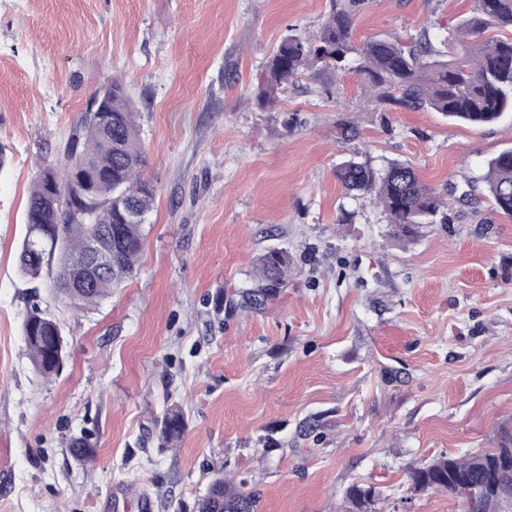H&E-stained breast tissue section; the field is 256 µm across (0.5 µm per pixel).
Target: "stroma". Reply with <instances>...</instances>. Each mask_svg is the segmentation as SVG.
<instances>
[{"instance_id": "35a3bbf8", "label": "stroma", "mask_w": 512, "mask_h": 512, "mask_svg": "<svg viewBox=\"0 0 512 512\" xmlns=\"http://www.w3.org/2000/svg\"><path fill=\"white\" fill-rule=\"evenodd\" d=\"M330 0H0V512H195L223 473L258 512H460L414 494L408 467L497 447L512 428V218L485 164L512 118L471 127L382 112L352 72L298 74L255 95L287 35L315 34ZM472 0H370L356 43L436 34ZM122 82L156 187L137 272L75 308L17 252L34 179L92 96ZM296 126H287L289 115ZM357 136L341 141L339 121ZM410 162L451 200L448 224L392 235L381 205L346 194L337 166ZM472 197L461 200L462 192ZM288 278L259 305V259ZM59 321L67 357L37 373L30 304ZM179 407L186 429L163 444ZM86 437L93 456L71 443ZM290 258L288 252L283 249H270L260 259L261 281L264 282L265 291L268 288L278 286L288 276ZM184 415L177 407L166 411L161 422V438L166 444L179 439L184 432ZM370 496V497H369ZM346 512H372L375 503L373 487L353 485L345 493Z\"/></svg>"}]
</instances>
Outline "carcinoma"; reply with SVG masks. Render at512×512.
I'll return each instance as SVG.
<instances>
[{
    "label": "carcinoma",
    "instance_id": "cac0c4a2",
    "mask_svg": "<svg viewBox=\"0 0 512 512\" xmlns=\"http://www.w3.org/2000/svg\"><path fill=\"white\" fill-rule=\"evenodd\" d=\"M366 0H332L331 11L311 37L289 34L268 57L257 100L274 101L304 70H342L354 66L378 91L379 111L429 110L470 125H484L512 112V38L487 40L490 28H512V0H473L471 15L456 27L416 39L385 36L356 45L352 23ZM102 112H85L54 160L44 164L33 183L25 213V233L18 251L21 274L31 281L57 263L50 288L76 308L110 297L136 271L143 229L156 190L142 177L144 146L132 99L114 80L100 90ZM347 193L372 197L387 214L397 238L411 239L424 224L450 222L445 202L422 183L408 163L394 162L378 171L353 158L336 169ZM484 181L494 210L512 216V149L487 162ZM90 215V221L73 214ZM95 233L110 246V267L90 275L74 262ZM290 258L270 249L260 259L264 288L278 287L288 276ZM62 328L37 303L26 312L23 336L37 372L59 373L66 356ZM184 415L176 407L161 422L162 441L169 444L184 432ZM499 449L463 457L441 456L424 467L408 469L413 490L437 487L449 494L448 466L468 477L481 493V473L472 469L473 456L493 461ZM346 512H372L375 489L351 486L345 493ZM196 512H257L255 497L222 475L214 477Z\"/></svg>",
    "mask_w": 512,
    "mask_h": 512
}]
</instances>
